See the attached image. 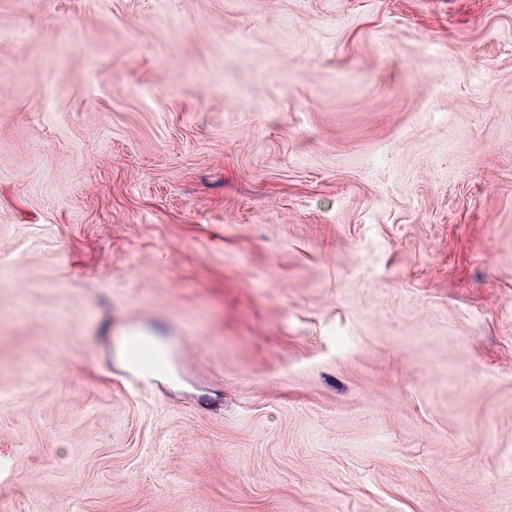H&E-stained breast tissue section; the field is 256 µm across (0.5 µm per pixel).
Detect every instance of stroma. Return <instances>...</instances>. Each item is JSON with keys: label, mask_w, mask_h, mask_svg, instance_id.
Wrapping results in <instances>:
<instances>
[{"label": "stroma", "mask_w": 512, "mask_h": 512, "mask_svg": "<svg viewBox=\"0 0 512 512\" xmlns=\"http://www.w3.org/2000/svg\"><path fill=\"white\" fill-rule=\"evenodd\" d=\"M0 512H512V0H0ZM139 341H144L150 345H152L159 353L158 362L155 365L154 371L163 370L165 368L164 359L162 357V352L166 351L162 346V343L155 339L152 336H149L143 332L130 330L124 331L120 334L117 341V351L118 353L126 359V362L129 363L130 355L132 353L131 347L136 345ZM131 358L135 360L138 364V369L133 370L131 374L128 376L131 380H136L144 373L141 371V368H145L146 365L150 362L151 356L148 351H134L131 355Z\"/></svg>", "instance_id": "35a3bbf8"}]
</instances>
